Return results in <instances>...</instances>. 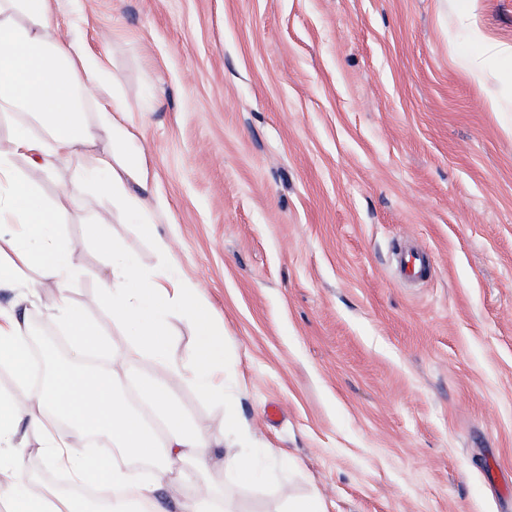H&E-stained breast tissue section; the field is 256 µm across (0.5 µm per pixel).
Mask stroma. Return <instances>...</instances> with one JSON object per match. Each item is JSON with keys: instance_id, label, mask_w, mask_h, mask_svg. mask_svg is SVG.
<instances>
[{"instance_id": "35a3bbf8", "label": "stroma", "mask_w": 512, "mask_h": 512, "mask_svg": "<svg viewBox=\"0 0 512 512\" xmlns=\"http://www.w3.org/2000/svg\"><path fill=\"white\" fill-rule=\"evenodd\" d=\"M80 16L152 174L108 233L147 270L172 242L224 329L223 404L170 390L280 462L211 469L237 512H512V0H80L62 38ZM63 231L101 318L107 257ZM396 261L400 275L407 281H422L430 275L427 256L419 250H400L396 254ZM228 427L235 432L234 445L237 447L224 448V455L219 460L224 469L229 470L241 483H254L263 476L256 461V455L250 444L249 428L235 417L228 421Z\"/></svg>"}]
</instances>
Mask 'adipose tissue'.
Wrapping results in <instances>:
<instances>
[{"label":"adipose tissue","instance_id":"obj_1","mask_svg":"<svg viewBox=\"0 0 512 512\" xmlns=\"http://www.w3.org/2000/svg\"><path fill=\"white\" fill-rule=\"evenodd\" d=\"M57 2L0 0V112L12 117L10 145L0 150V288L15 293L10 306H0V369L14 383L13 390H0V485L11 490L5 512H84L78 491L89 486L113 491L95 501L93 512H232L205 480L213 463L205 423L188 417L164 380L151 375L135 386L141 408L151 415L143 420L125 396L129 365L119 348L110 349L105 376L91 378L67 366L50 383L31 385L29 316L43 283L56 288L46 323L64 326L75 355L103 346L107 334L71 299L83 268L61 231L64 213L36 189L41 173L63 165L77 176L65 190L73 210L85 208L86 183L118 205L114 213L86 218L87 237L108 256L98 283L109 321L129 327L138 349L167 377L187 380L207 399L224 400V340L195 286L170 265L141 268L108 236V223L123 221L136 206L129 182L147 187L149 173L123 109L110 88L96 84L82 38L58 39ZM180 310L193 314L199 336L197 355L186 360L169 353V319ZM228 426L236 439L225 448L222 467L239 482L260 480L248 427L234 418ZM87 436L99 447L119 449L121 458L88 457L79 445ZM30 451L44 471L67 477V489L36 479L25 464ZM127 458L150 462V479L132 474L123 464ZM176 460L194 468L192 494L182 492L171 467Z\"/></svg>","mask_w":512,"mask_h":512}]
</instances>
